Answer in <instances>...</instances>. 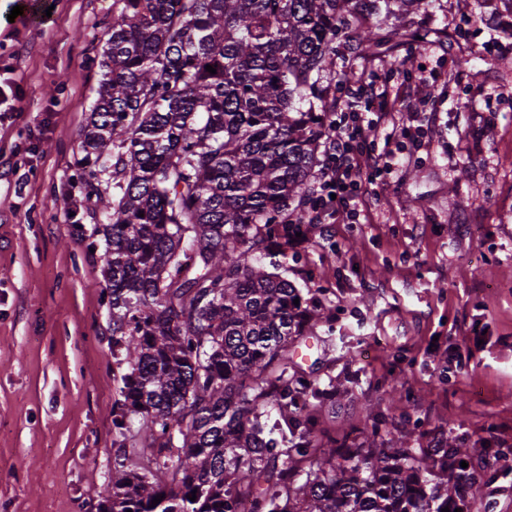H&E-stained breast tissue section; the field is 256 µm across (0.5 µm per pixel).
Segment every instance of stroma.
<instances>
[{
	"label": "stroma",
	"mask_w": 512,
	"mask_h": 512,
	"mask_svg": "<svg viewBox=\"0 0 512 512\" xmlns=\"http://www.w3.org/2000/svg\"><path fill=\"white\" fill-rule=\"evenodd\" d=\"M45 25L0 0V512H96L112 479V349L103 217L74 165L96 99L113 0H42ZM512 0H430L386 18L399 69L336 40L337 84L425 81V144L375 180L358 223L317 225L286 277L313 290L331 337L306 372L357 373L325 415L451 437L475 451L478 512H512ZM484 331L473 340L471 325ZM419 401L407 406L398 393Z\"/></svg>",
	"instance_id": "stroma-1"
}]
</instances>
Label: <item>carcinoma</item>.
<instances>
[{"label": "carcinoma", "mask_w": 512, "mask_h": 512, "mask_svg": "<svg viewBox=\"0 0 512 512\" xmlns=\"http://www.w3.org/2000/svg\"><path fill=\"white\" fill-rule=\"evenodd\" d=\"M425 2L115 0L77 158L105 216L117 454L97 512L474 509L456 441L321 426L349 390L302 369L296 342L327 315L279 273L312 230L336 35L370 53L397 30L363 11Z\"/></svg>", "instance_id": "1"}]
</instances>
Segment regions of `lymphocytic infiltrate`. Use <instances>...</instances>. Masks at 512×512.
<instances>
[{"mask_svg":"<svg viewBox=\"0 0 512 512\" xmlns=\"http://www.w3.org/2000/svg\"><path fill=\"white\" fill-rule=\"evenodd\" d=\"M422 87L406 84L391 88L388 81L372 76L356 81L336 101V130L324 146V164L316 180L305 217L309 224H353L359 219L366 184L374 175L391 174L397 152L413 139V129L427 122L420 112ZM384 132L374 174L363 171L361 160Z\"/></svg>","mask_w":512,"mask_h":512,"instance_id":"1","label":"lymphocytic infiltrate"}]
</instances>
